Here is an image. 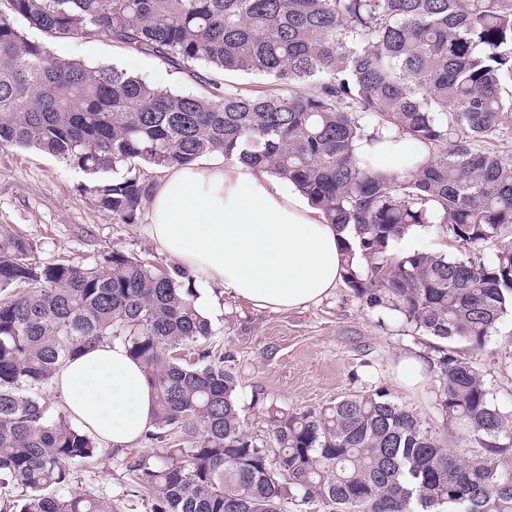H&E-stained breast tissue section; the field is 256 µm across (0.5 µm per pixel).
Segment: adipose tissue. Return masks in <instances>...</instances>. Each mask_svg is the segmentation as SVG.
Instances as JSON below:
<instances>
[{
  "label": "adipose tissue",
  "instance_id": "adipose-tissue-1",
  "mask_svg": "<svg viewBox=\"0 0 512 512\" xmlns=\"http://www.w3.org/2000/svg\"><path fill=\"white\" fill-rule=\"evenodd\" d=\"M149 221L159 251L195 284L193 305L206 318L225 297L275 312L305 308L341 278L343 232L292 183L252 164L204 157L165 170ZM54 385L74 422L113 449L154 428L152 382L123 341L84 348Z\"/></svg>",
  "mask_w": 512,
  "mask_h": 512
}]
</instances>
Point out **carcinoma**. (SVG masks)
Here are the masks:
<instances>
[{
    "instance_id": "obj_1",
    "label": "carcinoma",
    "mask_w": 512,
    "mask_h": 512,
    "mask_svg": "<svg viewBox=\"0 0 512 512\" xmlns=\"http://www.w3.org/2000/svg\"><path fill=\"white\" fill-rule=\"evenodd\" d=\"M45 39H28L24 27ZM105 36L175 70L209 72L202 94L161 90L116 65L51 44ZM264 75L254 91L227 80ZM414 140L400 171L356 143ZM512 0H0V146L34 147L98 179L99 206L136 218L160 171L220 153L294 184L349 231L342 280L378 320L438 342L432 372L448 424L483 449L465 460L385 389L318 410H267L272 444L244 430L236 373L179 270L115 250L111 271L36 260L0 225V493L19 512H114L70 487L95 440L53 408L58 367L122 340L156 391L154 430L188 446L124 451L131 492L151 512H512V408L479 365L512 309ZM438 224L466 257L394 243ZM492 250V257L484 256Z\"/></svg>"
}]
</instances>
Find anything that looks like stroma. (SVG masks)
<instances>
[{"label":"stroma","instance_id":"1","mask_svg":"<svg viewBox=\"0 0 512 512\" xmlns=\"http://www.w3.org/2000/svg\"><path fill=\"white\" fill-rule=\"evenodd\" d=\"M53 50L89 65L125 67L162 90L204 89L199 79L175 72L158 58L142 55L128 63L126 51L105 37L59 42ZM90 183V176L55 157L0 147V225L28 238L42 261L101 265L119 250L158 269H172L173 261L147 233V212L131 223L113 217L99 207ZM211 326L213 334L205 346L237 372L241 417L258 441H268L271 435L269 406L309 411L383 388L392 400L413 408L444 446L467 457L479 453L477 445L445 424L435 404L430 371L412 380L399 374L400 367L413 369L433 357L430 339L401 322H379L345 284L305 309L271 312L228 301ZM480 358L498 399L512 401V311L499 320ZM119 458V452L100 445L92 461L73 466L72 488L111 499L117 512H150L145 497L130 495L131 477Z\"/></svg>","mask_w":512,"mask_h":512}]
</instances>
